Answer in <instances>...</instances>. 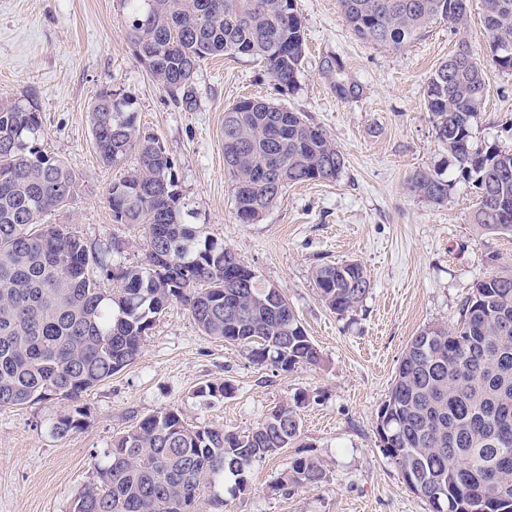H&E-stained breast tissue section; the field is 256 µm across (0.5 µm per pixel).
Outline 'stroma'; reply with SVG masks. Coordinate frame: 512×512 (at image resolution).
<instances>
[{
  "label": "stroma",
  "instance_id": "1",
  "mask_svg": "<svg viewBox=\"0 0 512 512\" xmlns=\"http://www.w3.org/2000/svg\"><path fill=\"white\" fill-rule=\"evenodd\" d=\"M297 9L305 56L293 91L280 90L262 63L224 55L201 63L196 97L185 106L138 60L119 0H0V96L32 98L46 151L79 178L78 194L50 223L90 240L117 237L122 261L142 259V226L112 221L107 189L117 172L99 160L87 112L103 88L127 94L142 126L171 153L199 222L284 292L321 354L318 366L287 372L255 364L240 346L203 335L190 312L171 303L136 361L84 394L80 428L52 433L64 407L58 400L0 407V512H71L106 464L113 437L159 409L242 433L299 395V438L255 462L247 490L225 494L224 512H429L383 452L376 420L412 336L456 324L476 284L512 270V237L473 224L475 189L425 106L429 75L459 40L486 59L482 2L470 0L462 31L440 19L400 51L355 36L338 0H297ZM333 57L341 71L327 68ZM340 82L359 85V95L341 96ZM243 98L301 113L345 159L337 179L288 187L253 224L235 219L222 142L224 111ZM471 135L474 148L512 150V71H491ZM418 169L442 174L447 199L408 191ZM351 259L366 268L371 288L339 314L321 302L314 270ZM222 382L230 394L200 395L201 386ZM299 456L317 458L326 479L284 495L276 480Z\"/></svg>",
  "mask_w": 512,
  "mask_h": 512
}]
</instances>
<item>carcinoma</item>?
Instances as JSON below:
<instances>
[{"label": "carcinoma", "instance_id": "carcinoma-1", "mask_svg": "<svg viewBox=\"0 0 512 512\" xmlns=\"http://www.w3.org/2000/svg\"><path fill=\"white\" fill-rule=\"evenodd\" d=\"M128 34L174 101L212 56L263 60L283 90L295 88L304 56L296 0H121ZM469 0H339L362 40L402 49L437 19L458 30ZM492 66L512 70V0H482ZM489 69L461 41L428 78L425 106L463 178L478 190L474 223L512 235V152L473 148L472 120L483 108ZM89 122L101 162L121 171L108 189L114 224H140L145 257L115 259V238L90 241L47 218L78 190L76 174L41 148L33 104L0 97V406L53 397L72 403L53 432L81 423L84 393L133 363L146 330L172 302L187 307L206 336L245 348L277 370L316 366L320 353L287 296L214 240L183 195L171 154L141 128L133 99L110 88L91 102ZM224 161L235 218L253 224L292 184L334 180L344 157L318 127L283 106L243 99L224 110ZM411 194L436 203L448 181L416 170ZM321 300L343 314L370 290L357 261L315 270ZM112 282L107 292L101 282ZM279 405L247 433L191 425L162 408L112 439L108 462L72 512H224V487L247 490L254 462L300 435L297 406ZM377 418L383 452L430 512H512V271L476 286L454 328L412 337ZM323 465L298 457L280 474L285 494L324 482Z\"/></svg>", "mask_w": 512, "mask_h": 512}]
</instances>
